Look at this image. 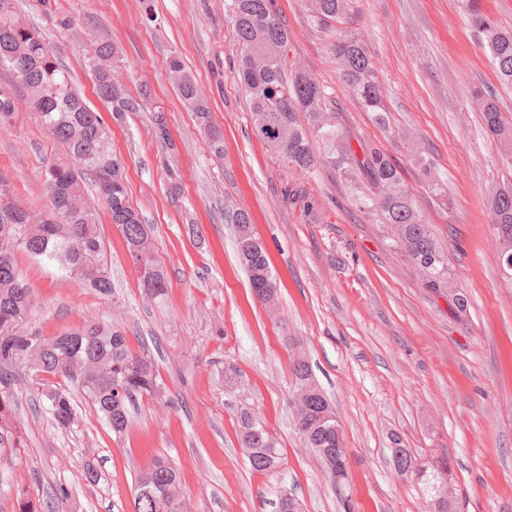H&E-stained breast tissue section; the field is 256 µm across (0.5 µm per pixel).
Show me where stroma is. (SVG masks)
Returning a JSON list of instances; mask_svg holds the SVG:
<instances>
[{"label": "stroma", "mask_w": 512, "mask_h": 512, "mask_svg": "<svg viewBox=\"0 0 512 512\" xmlns=\"http://www.w3.org/2000/svg\"><path fill=\"white\" fill-rule=\"evenodd\" d=\"M462 2L355 0L350 28L380 60L384 126L343 90L331 31L303 0L273 2L290 34V63L334 89L358 139L404 164L468 299L460 313L447 292L422 288L389 227L355 208L350 184L323 170L298 178L254 136L224 0H15L19 18L56 51L107 123L168 282L161 301L143 297L126 242L103 212L112 295L74 287L17 253L33 296L31 327L50 337L112 321L132 348H148L165 396L139 399L119 437L81 396L74 424L58 428L21 386L26 434L18 448L0 442V512H20L27 500L46 512L62 486L64 512H132L136 477L159 456L178 469L187 512H274L283 493L301 512H344L346 499L353 512H425L418 485L390 462L394 436L422 460L448 457L459 512H512V279L499 265L486 204L489 190L512 187V166L500 161L473 100L474 91L494 92L512 117V88L502 87ZM95 39L115 47L117 72L131 94H145L144 111L116 119L98 100L86 66ZM173 55L210 105L223 158L180 102L167 70ZM155 111L166 117L167 139L155 132ZM415 142L428 148L447 199L409 163ZM63 152L33 112L19 108L0 129V184L23 207L44 211V171ZM239 210L268 251L277 316L255 300L237 260L231 217ZM299 353L342 426L350 454L342 497L294 430L290 361ZM230 366L238 371L232 385L224 379ZM244 405L280 443L274 471L248 464L237 436ZM89 465L99 475L93 486L83 476Z\"/></svg>", "instance_id": "obj_1"}]
</instances>
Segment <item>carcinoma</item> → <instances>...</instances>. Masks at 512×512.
Here are the masks:
<instances>
[{
	"instance_id": "carcinoma-1",
	"label": "carcinoma",
	"mask_w": 512,
	"mask_h": 512,
	"mask_svg": "<svg viewBox=\"0 0 512 512\" xmlns=\"http://www.w3.org/2000/svg\"><path fill=\"white\" fill-rule=\"evenodd\" d=\"M316 22L328 25L342 20L352 0H304ZM468 22L480 36L481 45L500 81L512 86V30L501 28L481 10L480 0H464ZM224 17L233 26L238 45L237 74L248 97L253 134L288 162L295 173L310 177L321 169L360 182L356 208L379 215L392 226L394 243L418 271L423 287L439 292L453 285L448 254L429 229L402 178L401 166L374 142L357 141L342 124L329 86L289 67L284 52L288 30L272 9V0H224ZM339 64L342 84L363 107L384 121L377 82V66L367 44L354 33L342 30L331 44ZM114 48L95 42L87 59L96 93L112 116L144 111L145 94L127 89L112 92ZM6 67L26 91V104L37 114L49 134L67 149V157L45 169L48 210L34 214L14 205L0 187V431L15 437L19 370L25 368L48 401V412L60 429L75 421L70 390L52 384L62 378L72 382L101 414L113 433L129 425L128 405L135 396L162 397L152 357L131 348L125 332L107 323L88 321L57 336L44 337L31 330L32 295L23 282L15 260L19 251L45 264H55L73 285L100 295L112 293L98 217L85 201L82 178L89 175L112 223L126 239L133 263L152 268L151 279H140L144 295L162 299L166 278L155 256L154 245L125 184L124 166L112 154L109 128L100 113L86 107L67 70L39 33L22 24L14 8L0 11V67ZM169 76L184 106L196 116L206 133L214 156H223L224 138L212 125L210 109L196 81L176 55L168 61ZM474 100L487 132L505 157L512 161V119L500 111L497 100L477 91ZM17 110L14 87L0 85V128L12 122ZM414 160L429 189L448 197L445 182L423 150ZM486 204L492 216L501 262L512 270V189L489 192ZM237 253L250 287L269 310L277 309L276 281L267 251L256 236L247 214L235 216ZM32 358L34 365L23 362ZM292 401L295 428L305 448L315 454L340 496L346 483H336V467L345 460L344 440H336L332 427L338 421L324 417L335 411L306 362H292ZM239 440L255 471H273L281 463L278 441L249 407L240 411ZM391 462L410 469V478L426 487L435 477L450 478L448 458L420 461L401 441L391 440ZM135 512H186L177 469L157 458L137 477Z\"/></svg>"
}]
</instances>
